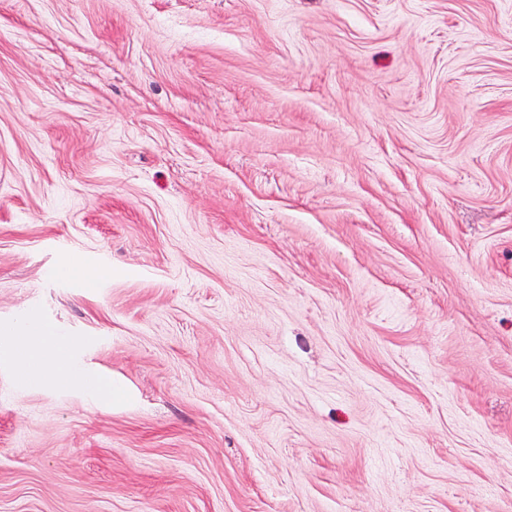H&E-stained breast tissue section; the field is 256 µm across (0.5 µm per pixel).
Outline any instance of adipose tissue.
Returning a JSON list of instances; mask_svg holds the SVG:
<instances>
[{
  "label": "adipose tissue",
  "instance_id": "ef3b65f1",
  "mask_svg": "<svg viewBox=\"0 0 512 512\" xmlns=\"http://www.w3.org/2000/svg\"><path fill=\"white\" fill-rule=\"evenodd\" d=\"M0 338L10 346L17 377L22 383L50 380L58 384L75 381L88 384V377L74 369L70 361H62L39 351L41 336L36 321L31 320L26 326L8 329Z\"/></svg>",
  "mask_w": 512,
  "mask_h": 512
}]
</instances>
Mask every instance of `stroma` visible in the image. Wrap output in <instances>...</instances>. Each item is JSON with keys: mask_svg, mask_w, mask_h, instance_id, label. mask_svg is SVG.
Returning a JSON list of instances; mask_svg holds the SVG:
<instances>
[{"mask_svg": "<svg viewBox=\"0 0 512 512\" xmlns=\"http://www.w3.org/2000/svg\"><path fill=\"white\" fill-rule=\"evenodd\" d=\"M29 316L0 512H512V0H0ZM39 332L35 318H29L26 326L8 329L0 336L1 342H8L13 353L18 379L24 384L51 380L58 384L78 381L87 386L90 378L74 369L69 359L61 362L59 354L51 357L38 350V344L47 337L40 336Z\"/></svg>", "mask_w": 512, "mask_h": 512, "instance_id": "obj_1", "label": "stroma"}]
</instances>
